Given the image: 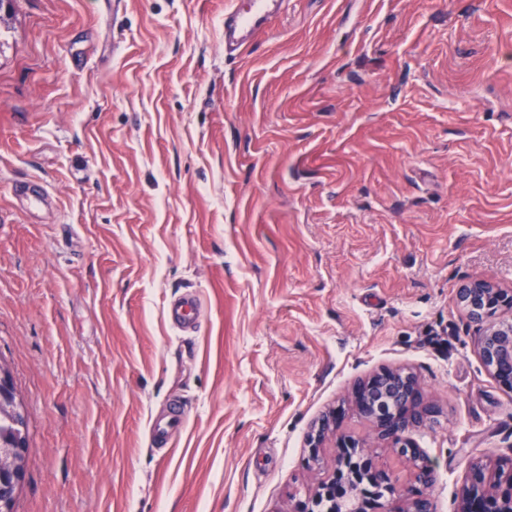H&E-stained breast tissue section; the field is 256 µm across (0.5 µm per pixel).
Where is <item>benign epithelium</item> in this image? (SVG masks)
Wrapping results in <instances>:
<instances>
[{
    "label": "benign epithelium",
    "instance_id": "benign-epithelium-1",
    "mask_svg": "<svg viewBox=\"0 0 512 512\" xmlns=\"http://www.w3.org/2000/svg\"><path fill=\"white\" fill-rule=\"evenodd\" d=\"M456 299L468 317L486 323L498 309H512V294L476 280L457 289ZM479 356L492 377L512 389V323H487L478 344ZM12 375L0 361V410L20 412L12 399ZM436 406L424 400L413 372L382 369L359 382L353 390L350 412L331 408L311 426L307 438L309 460L321 466L328 448L339 449L330 469L298 500L289 512H330L341 499L344 512H366L372 501L388 492L386 512H434L429 489L435 481L433 466L410 439V432L435 420ZM373 448H383L410 469V487L388 465L373 462ZM26 471L25 448L0 459V512L11 505ZM512 506V485L499 489L496 474L487 465L470 464L461 496L460 512H507Z\"/></svg>",
    "mask_w": 512,
    "mask_h": 512
}]
</instances>
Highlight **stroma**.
Returning a JSON list of instances; mask_svg holds the SVG:
<instances>
[{
	"label": "stroma",
	"mask_w": 512,
	"mask_h": 512,
	"mask_svg": "<svg viewBox=\"0 0 512 512\" xmlns=\"http://www.w3.org/2000/svg\"><path fill=\"white\" fill-rule=\"evenodd\" d=\"M0 11V359L29 424L14 512H286L310 425L383 368L435 512L512 474V390L456 290H512V0ZM202 300L172 328L169 301ZM186 404L170 448L153 418ZM282 0H249L250 9L241 13L236 8L224 11V49L240 51L252 39L265 32L279 13ZM199 299L192 291H186L174 297L166 309V317L169 323L179 330L192 331L198 325Z\"/></svg>",
	"instance_id": "35a3bbf8"
}]
</instances>
